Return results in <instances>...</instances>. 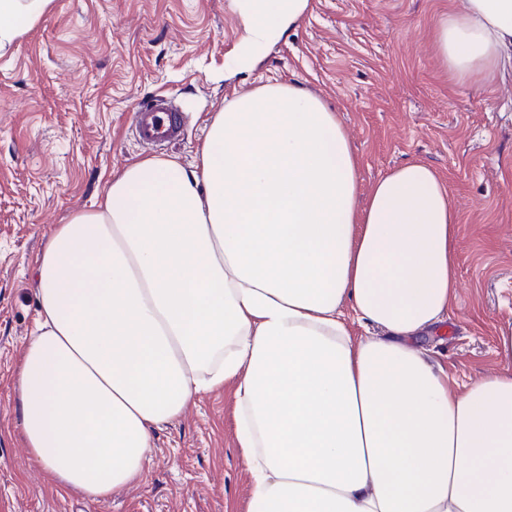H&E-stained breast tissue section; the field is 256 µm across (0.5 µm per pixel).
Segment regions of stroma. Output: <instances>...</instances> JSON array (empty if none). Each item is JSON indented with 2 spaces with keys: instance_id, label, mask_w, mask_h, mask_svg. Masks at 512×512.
Returning <instances> with one entry per match:
<instances>
[{
  "instance_id": "obj_1",
  "label": "stroma",
  "mask_w": 512,
  "mask_h": 512,
  "mask_svg": "<svg viewBox=\"0 0 512 512\" xmlns=\"http://www.w3.org/2000/svg\"><path fill=\"white\" fill-rule=\"evenodd\" d=\"M463 0H309L303 21L233 75V0H54L0 55V512H248L232 387L200 395L158 431L141 482L86 501L45 478L23 443L13 375L36 311L35 259L55 225L94 206L146 159L134 107L174 95L183 132L161 157L196 163L215 112L298 82L336 112L360 190L409 161L432 166L457 210L459 288L425 348L458 385L512 371V76L454 74L436 40Z\"/></svg>"
}]
</instances>
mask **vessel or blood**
Listing matches in <instances>:
<instances>
[{"label":"vessel or blood","mask_w":512,"mask_h":512,"mask_svg":"<svg viewBox=\"0 0 512 512\" xmlns=\"http://www.w3.org/2000/svg\"><path fill=\"white\" fill-rule=\"evenodd\" d=\"M131 132L141 147L155 150L179 139L182 115L176 99L159 94L133 110Z\"/></svg>","instance_id":"b4317fda"}]
</instances>
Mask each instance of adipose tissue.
<instances>
[{
  "label": "adipose tissue",
  "mask_w": 512,
  "mask_h": 512,
  "mask_svg": "<svg viewBox=\"0 0 512 512\" xmlns=\"http://www.w3.org/2000/svg\"><path fill=\"white\" fill-rule=\"evenodd\" d=\"M52 4L0 0V53ZM308 4L237 0L238 70ZM437 41L458 76L512 73V0H465ZM357 186L337 113L265 85L214 116L197 163L134 162L57 225L14 387L49 481L136 484L156 431L230 383L249 512H512V371L455 386L419 346L459 286L448 188L418 160L365 205Z\"/></svg>",
  "instance_id": "adipose-tissue-1"
}]
</instances>
